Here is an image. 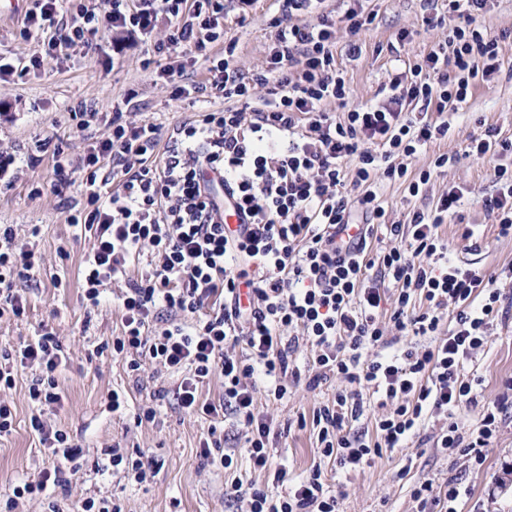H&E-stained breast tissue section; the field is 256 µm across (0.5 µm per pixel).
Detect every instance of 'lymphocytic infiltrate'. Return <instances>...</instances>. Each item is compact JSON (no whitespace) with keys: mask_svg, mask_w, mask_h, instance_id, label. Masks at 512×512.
Masks as SVG:
<instances>
[{"mask_svg":"<svg viewBox=\"0 0 512 512\" xmlns=\"http://www.w3.org/2000/svg\"><path fill=\"white\" fill-rule=\"evenodd\" d=\"M23 31L41 39L29 59L67 55L100 29L117 31L113 55L126 37H151L167 21L157 53L171 57L188 48L205 52L220 43L223 55L205 59L218 110L176 127L112 115V131L90 144L80 161L53 155L56 175L83 172L84 208L69 217L75 237L92 245L81 276L86 308H97L105 288L122 280L121 332L114 355L130 371L149 359L182 373L179 403L186 413L231 416L240 426L254 468L272 470L273 488L235 477L236 457L220 439L201 444L204 459L232 472L230 491L244 512H340L321 466L293 475L273 464L271 426L256 411L258 393L284 399L298 386L291 368L299 345L314 353L311 385L336 377L345 387L314 409L299 427L317 432L322 458L356 467L383 450L407 447L429 423H439L436 446L483 465L502 422L503 405L480 404L482 380L471 369L507 316L495 276L456 258L440 228L455 214L464 190L449 187L434 206L414 209L408 223L390 224L378 200L375 175L405 182L422 195L434 173L448 165L434 155L428 168L410 173L407 162L448 136L447 120H435L488 84L503 65L500 39L480 19L489 0H448V37L389 79V93L375 104L351 100L347 74L336 60V22L324 0H283L275 20L266 69L247 77L234 65L235 43L224 40V0H31ZM267 89L256 96V86ZM165 147L162 165L150 162ZM466 153L492 164L495 192L484 206L501 238L512 239V140L495 128L471 136ZM122 174L117 190L99 179L105 166ZM232 198L246 222L230 230L224 200ZM377 249H370L372 239ZM145 259L141 274L128 264ZM36 265L33 249L13 225H0V318L21 317L27 299L17 278ZM389 316H382L383 304ZM454 309L453 322L443 315ZM165 311L156 323L157 311ZM413 336L416 344L391 348L388 336ZM246 344L247 358L235 353ZM65 358L48 328L19 348L0 351V390L15 371L34 366L29 398L40 408L61 403L57 373ZM224 377V398L200 403V387ZM386 412L374 422L375 439L348 433L365 396ZM473 423H464L467 412ZM30 425L55 462L38 479L15 485L6 506L65 487L81 466L82 446L67 431L32 415ZM464 489L426 480L413 487L418 512H456Z\"/></svg>","mask_w":512,"mask_h":512,"instance_id":"lymphocytic-infiltrate-1","label":"lymphocytic infiltrate"}]
</instances>
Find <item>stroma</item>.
Listing matches in <instances>:
<instances>
[{
	"mask_svg": "<svg viewBox=\"0 0 512 512\" xmlns=\"http://www.w3.org/2000/svg\"><path fill=\"white\" fill-rule=\"evenodd\" d=\"M367 7L375 20L359 36H352L344 23L336 25L338 58L348 71L357 104L375 101L394 60H414L448 36L443 22L433 28L421 24L422 15L432 11L446 16V0H369ZM281 9L280 0H255L244 16L236 0H224V38L236 42V66L244 75L263 71L272 24L281 18ZM483 22L501 38L502 72L491 84L475 88L457 114L449 115L447 139L428 146L409 169L416 173L427 168L437 153L454 155V163L433 176L421 198L409 199L403 184L383 179L377 189L388 222L404 224L412 209L436 202L448 187L466 188L458 214L443 224L441 232L458 259L498 275L497 286L508 302L512 279L500 271L512 264V239L498 238L483 205L495 190L489 164L466 156L465 147L469 137L490 125L499 129L501 137L512 139V0H492ZM22 27L19 19L0 21V57L19 66L38 49L37 38L23 36ZM112 37V30H101L70 56L47 59L40 69L0 84V152L22 162L16 178L0 182V225H17L40 265L33 277L16 282L27 297V310L21 319H0V348L17 346L48 325L68 351V362L58 376L63 405L44 412L48 422L66 430L84 449L81 469L68 473L66 489L54 492L64 507L91 497L120 502L124 512H241L227 491L223 469L200 457L199 443L209 432H217L225 446L235 450L240 478L259 486L270 484L267 473L252 467L242 432L220 419L185 414L176 399L180 374L149 362L134 373L125 358L105 349V342L121 329L116 297L124 282L110 285L108 300L98 310L87 311L81 299L80 268L90 242L73 236L68 218L84 202L82 175L57 176L52 170L54 151L77 158L90 142L107 137L113 112L131 90L137 93L134 120L157 124L163 134L197 117L188 101L172 100L166 83L158 80L156 73L166 60L155 55L151 44L137 42L116 61ZM354 38L361 54L353 61L346 46ZM78 108L95 115L83 131L69 119L70 111ZM466 224L482 225L486 247L481 253L468 251L461 236ZM34 226L39 233L33 237L29 230ZM476 367L483 380L482 402L506 406L482 466L438 450L435 430L429 426L409 447L384 451L357 468L343 469L321 460L312 427H299L297 421L334 399L343 385L336 378L313 390L299 386L280 401L258 397V410L274 432L271 454L274 460L289 463L297 475L321 465L330 489L342 497L341 512H416L413 484L430 480L443 487L454 478L469 489L456 503L458 512H512V315L494 326L491 344L479 355ZM34 375L31 368L19 370L14 386L0 391L15 412L12 433L0 437L1 505L19 480L37 478L54 462L50 449L40 444L29 426L34 407L28 387ZM115 390L124 393L126 412L110 411L109 396ZM145 406L154 407L156 416L135 426L133 416ZM113 446L140 451L151 462L143 482L102 469L103 451Z\"/></svg>",
	"mask_w": 512,
	"mask_h": 512,
	"instance_id": "1",
	"label": "stroma"
}]
</instances>
